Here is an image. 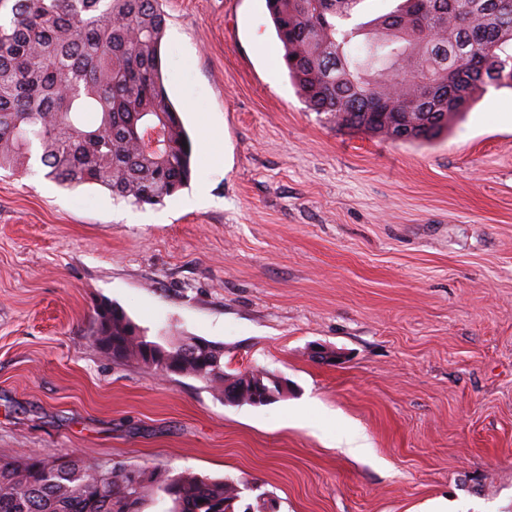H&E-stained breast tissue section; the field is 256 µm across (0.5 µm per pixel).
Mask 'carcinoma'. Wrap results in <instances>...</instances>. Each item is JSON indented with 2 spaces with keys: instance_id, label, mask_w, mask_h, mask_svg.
I'll list each match as a JSON object with an SVG mask.
<instances>
[{
  "instance_id": "1",
  "label": "carcinoma",
  "mask_w": 512,
  "mask_h": 512,
  "mask_svg": "<svg viewBox=\"0 0 512 512\" xmlns=\"http://www.w3.org/2000/svg\"><path fill=\"white\" fill-rule=\"evenodd\" d=\"M363 0H267L288 76L307 107L347 129L430 142L488 87L512 89V0H400L361 18ZM0 170L34 159L60 186L95 184L138 205L176 194L194 172V145L162 69L159 0H0ZM90 332L118 362L148 345L181 373L224 393V348L149 340L121 308L99 303ZM233 479L163 476L84 456L40 453L0 462V512H140L148 492L167 512L240 509Z\"/></svg>"
}]
</instances>
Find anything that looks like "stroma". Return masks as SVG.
<instances>
[{"label": "stroma", "instance_id": "stroma-1", "mask_svg": "<svg viewBox=\"0 0 512 512\" xmlns=\"http://www.w3.org/2000/svg\"><path fill=\"white\" fill-rule=\"evenodd\" d=\"M160 6L190 183L136 206L0 175V460L229 477L278 512H512V91L395 142L306 107L266 0ZM103 301L287 391L229 405L113 361Z\"/></svg>", "mask_w": 512, "mask_h": 512}]
</instances>
